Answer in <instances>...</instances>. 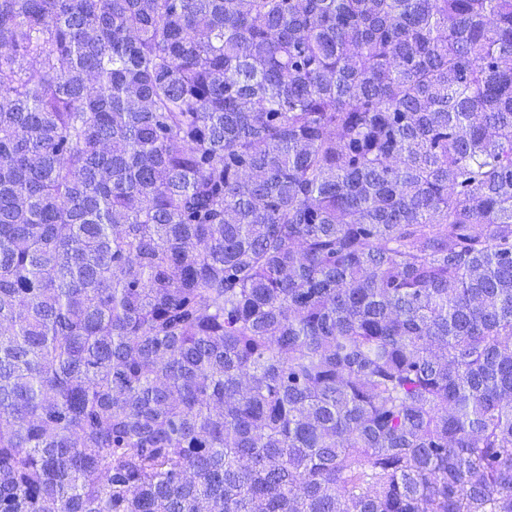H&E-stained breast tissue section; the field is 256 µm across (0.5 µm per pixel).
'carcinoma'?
<instances>
[{
  "mask_svg": "<svg viewBox=\"0 0 512 512\" xmlns=\"http://www.w3.org/2000/svg\"><path fill=\"white\" fill-rule=\"evenodd\" d=\"M0 512H512V0H0Z\"/></svg>",
  "mask_w": 512,
  "mask_h": 512,
  "instance_id": "obj_1",
  "label": "carcinoma"
}]
</instances>
